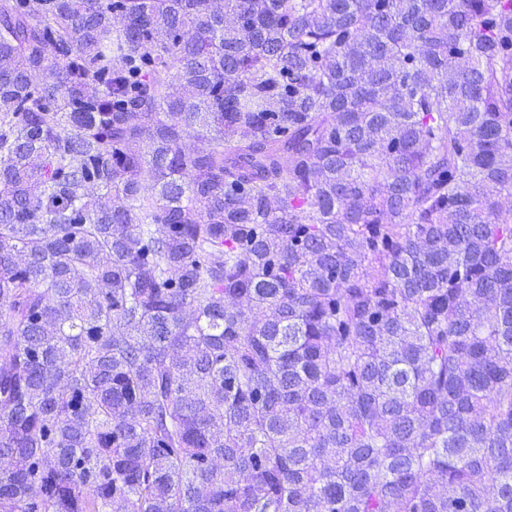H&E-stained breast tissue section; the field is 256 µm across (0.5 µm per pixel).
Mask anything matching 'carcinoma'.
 I'll return each mask as SVG.
<instances>
[{"mask_svg": "<svg viewBox=\"0 0 512 512\" xmlns=\"http://www.w3.org/2000/svg\"><path fill=\"white\" fill-rule=\"evenodd\" d=\"M504 193L512 0H0V512H512Z\"/></svg>", "mask_w": 512, "mask_h": 512, "instance_id": "1", "label": "carcinoma"}]
</instances>
